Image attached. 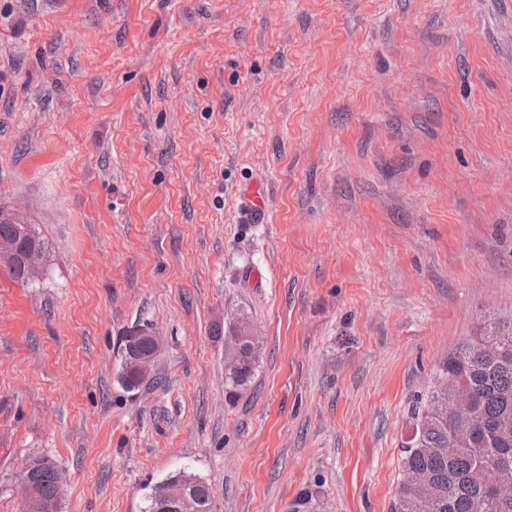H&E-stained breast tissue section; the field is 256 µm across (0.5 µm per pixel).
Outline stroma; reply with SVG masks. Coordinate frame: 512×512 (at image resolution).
<instances>
[{
  "instance_id": "stroma-1",
  "label": "stroma",
  "mask_w": 512,
  "mask_h": 512,
  "mask_svg": "<svg viewBox=\"0 0 512 512\" xmlns=\"http://www.w3.org/2000/svg\"><path fill=\"white\" fill-rule=\"evenodd\" d=\"M0 205L48 245L0 268V512L44 454L63 512L181 471L212 512H392L439 363L512 317V0H0ZM243 209L251 224H264L266 221V205L258 184L247 185L240 190ZM230 336L232 342L228 358L235 359L236 367L225 371L224 382L232 394L244 390L253 377L257 364L255 336H251L244 325H234ZM138 329H140V331L143 332V334H139L140 331L132 330L133 332L131 331L128 334V336H124L122 340L123 347L121 349V352L123 362L120 378L122 384L125 386L127 390L138 389L148 378H141L140 373L130 366V352L140 354L133 356L132 360L138 366L139 371L143 372L145 375H148L151 357L153 363L158 349L156 339L153 336H151V333H147V331H145V329L147 328Z\"/></svg>"
}]
</instances>
